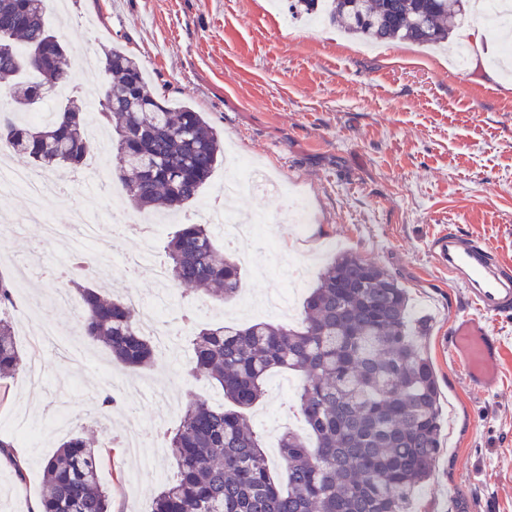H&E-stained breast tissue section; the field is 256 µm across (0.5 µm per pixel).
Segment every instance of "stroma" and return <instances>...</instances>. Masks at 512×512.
<instances>
[{"label":"stroma","instance_id":"obj_1","mask_svg":"<svg viewBox=\"0 0 512 512\" xmlns=\"http://www.w3.org/2000/svg\"><path fill=\"white\" fill-rule=\"evenodd\" d=\"M46 23L70 49V89L89 119L98 117L107 76L84 71L81 57L123 48L143 62L153 91L205 113L223 131L227 152L248 154L302 193L311 222L299 236L277 194L240 201V208L267 212L280 235L277 256L252 246L243 292L284 287L281 267L308 263L307 286L293 299V313L301 315L334 251H352L396 276L413 314L429 325L420 344L434 364L445 419L436 474L415 512H512V317L490 323L503 344L499 385L476 392L444 344L467 304L427 250L439 230L457 224L512 261V78L498 74L502 34L465 14L451 41L469 43L478 31L490 48L459 69L451 53L415 43L366 49L333 27L292 17L286 0H68ZM77 208L111 222V199L83 183L45 201L57 224ZM66 255L27 224L0 243V274L25 265L55 270ZM191 357L190 335L176 337L151 367L126 373L104 419L98 398L114 373L109 351L90 341L84 360L70 364L44 350L42 386L29 389L18 376L0 398V435L22 444L7 422L13 413L51 435L45 445L24 446L25 481L0 467V512H32L42 462L68 433L93 439L101 451L112 512H147L174 477L167 432L189 402L222 399L208 380L185 373ZM295 397L269 389L249 411L262 438L303 430ZM132 428L142 442L136 457L119 445ZM452 486L457 496H449Z\"/></svg>","mask_w":512,"mask_h":512}]
</instances>
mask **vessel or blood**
Instances as JSON below:
<instances>
[{
	"label": "vessel or blood",
	"mask_w": 512,
	"mask_h": 512,
	"mask_svg": "<svg viewBox=\"0 0 512 512\" xmlns=\"http://www.w3.org/2000/svg\"><path fill=\"white\" fill-rule=\"evenodd\" d=\"M428 252L435 267L447 271L474 308L450 326L448 352L465 366L473 390L493 391L499 383L503 348L488 321L512 314V262L481 238L451 227L433 236Z\"/></svg>",
	"instance_id": "b4317fda"
}]
</instances>
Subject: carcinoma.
<instances>
[{"label": "carcinoma", "mask_w": 512, "mask_h": 512, "mask_svg": "<svg viewBox=\"0 0 512 512\" xmlns=\"http://www.w3.org/2000/svg\"><path fill=\"white\" fill-rule=\"evenodd\" d=\"M465 0H289L293 16L316 15L374 42L438 44L448 39ZM48 0H0V148L33 166L67 174L92 151L86 112L72 96L53 104L41 124L20 123L70 81L65 44L46 25ZM52 44L45 66L22 68L30 47ZM109 86L98 116L115 123V177L135 206L177 212L197 199L223 158V142L205 114L171 105L149 88L141 63L118 47L105 55ZM168 282L237 300L240 267L216 246L208 224H182L166 245ZM83 335L103 343L116 365L136 372L153 362L151 340L125 297L89 279L72 280ZM11 284L0 276V381L24 371L13 324ZM189 372L220 388L225 404L195 400L169 439L178 472L149 512H411L439 459L440 388L416 337L407 290L388 270L352 252L335 256L303 304L296 324L222 322L192 328ZM300 378L297 408L305 434L279 440L285 477L272 475L246 412L275 372ZM100 456L76 434L42 464V512H111Z\"/></svg>", "instance_id": "obj_1"}]
</instances>
